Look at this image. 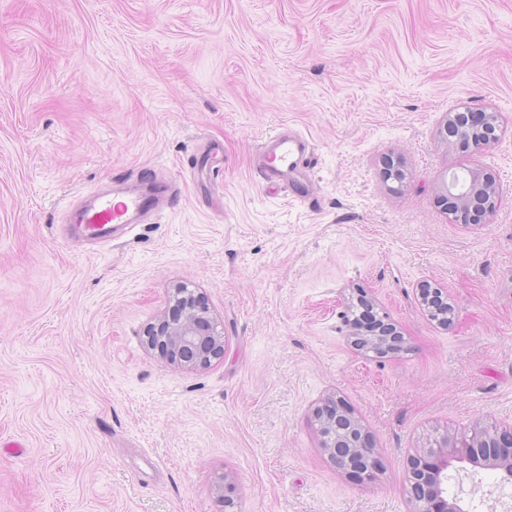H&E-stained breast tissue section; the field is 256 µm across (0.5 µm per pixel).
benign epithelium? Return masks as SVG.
<instances>
[{
  "label": "benign epithelium",
  "instance_id": "1",
  "mask_svg": "<svg viewBox=\"0 0 512 512\" xmlns=\"http://www.w3.org/2000/svg\"><path fill=\"white\" fill-rule=\"evenodd\" d=\"M466 116L481 119L483 124L462 130L460 143L482 150L499 141L501 128L496 114L468 112ZM458 183V175L452 174L443 177L438 187L440 197L459 201L461 212L456 215L457 219L480 222L494 211L499 187L488 174L469 172V186L462 193L456 192ZM178 294L172 313L161 316L146 329V343L177 366L207 367L224 356V332L209 316L201 298L185 289L178 290ZM419 295L428 312H445L443 324L453 320L455 310L448 302L445 289L422 288ZM354 338L359 344L368 338L373 340L386 355L399 350L403 344V336L394 325L383 321L367 334L354 333ZM313 419L322 448L339 468L348 470L350 477L357 481L375 477L380 461L373 439L345 400L325 399L313 410ZM453 461L500 470L511 479L512 423L477 428L469 435H445L434 446L413 456L409 461L408 481L410 498L417 504L415 512H463L456 501L448 499L444 487L448 466Z\"/></svg>",
  "mask_w": 512,
  "mask_h": 512
}]
</instances>
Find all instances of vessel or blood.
I'll use <instances>...</instances> for the list:
<instances>
[{
  "mask_svg": "<svg viewBox=\"0 0 512 512\" xmlns=\"http://www.w3.org/2000/svg\"><path fill=\"white\" fill-rule=\"evenodd\" d=\"M311 153V144L304 136L288 126L278 127L256 149L257 169L262 181L301 202L315 203L314 187L307 170ZM178 196L174 185L143 178L140 188L117 195L99 194L91 206L67 210L68 222L60 238L67 245L76 241L108 243L114 226L135 224L142 216H152L171 208Z\"/></svg>",
  "mask_w": 512,
  "mask_h": 512,
  "instance_id": "obj_1",
  "label": "vessel or blood"
}]
</instances>
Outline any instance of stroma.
Masks as SVG:
<instances>
[{
    "label": "stroma",
    "mask_w": 512,
    "mask_h": 512,
    "mask_svg": "<svg viewBox=\"0 0 512 512\" xmlns=\"http://www.w3.org/2000/svg\"><path fill=\"white\" fill-rule=\"evenodd\" d=\"M468 109L498 113V143L441 136ZM281 124L312 146L315 205L255 171ZM470 170L500 189L482 224L437 200ZM150 172L176 207L100 253L60 244L67 202ZM181 285L224 329L204 369L145 344ZM359 289L403 350L353 346ZM329 395L375 479L322 450ZM511 421L512 0H0V512H412L410 455ZM503 487L448 469L467 512ZM420 299L423 305L427 308L429 315L432 316L433 311L444 310L445 318L442 322L441 320H437L441 324L450 323L455 315V310L452 304L448 302V292L445 291L444 288L435 287V288H421L419 290ZM312 415L321 446L336 465L348 470L354 480L373 479L380 461L371 435L356 419L351 406L344 399L328 397Z\"/></svg>",
    "instance_id": "35a3bbf8"
}]
</instances>
